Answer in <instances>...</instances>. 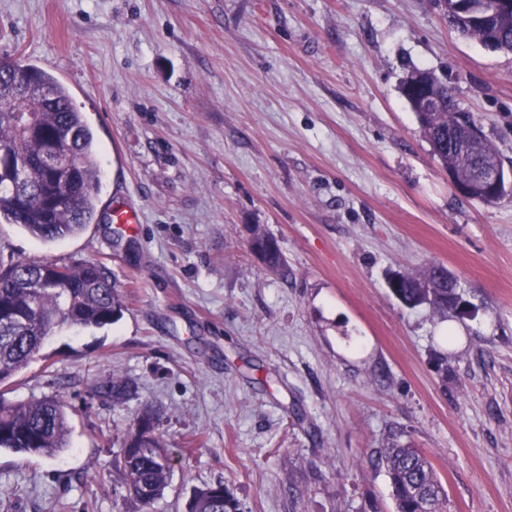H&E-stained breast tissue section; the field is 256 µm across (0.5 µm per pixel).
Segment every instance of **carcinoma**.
<instances>
[{
	"mask_svg": "<svg viewBox=\"0 0 512 512\" xmlns=\"http://www.w3.org/2000/svg\"><path fill=\"white\" fill-rule=\"evenodd\" d=\"M491 0H469L472 19L450 9L448 26L463 37L487 46L512 50V12H493ZM410 78L423 86H401L406 102H416L424 91L445 99L432 112L416 113L423 135L437 162L454 182L473 185L482 160L503 165L496 146L485 135L476 136L475 119L469 112L446 103L448 86L432 71L411 68ZM31 115L35 128L24 127L18 113L0 112V224H16L34 239L51 243L78 236L95 219L101 172L96 160L97 142L83 113L72 102L69 88L33 64L11 63L0 68V102ZM53 163L68 158L78 161L76 187L61 188ZM253 247L267 266L287 271L277 246L259 229L253 230ZM397 282L394 293L406 308L426 305L432 312H456L450 295L458 289L454 277L442 265L413 273L390 272ZM125 303L112 285L106 269L94 262L58 264L49 261L0 262V387L9 385L41 351L55 330L65 326L102 328L122 315ZM136 394L134 380L112 375L95 388V395L122 405ZM161 418L151 410L137 415V431L120 450L125 487L134 490L129 499L146 507L160 498L168 486L173 458L158 427ZM68 421L64 406L53 397L7 402L0 397V451L54 457L67 447ZM377 463L389 477L395 512H448V494L431 462L409 444H394L379 452ZM224 485L205 484L194 489L187 512H239V504Z\"/></svg>",
	"mask_w": 512,
	"mask_h": 512,
	"instance_id": "carcinoma-1",
	"label": "carcinoma"
}]
</instances>
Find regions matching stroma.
I'll return each instance as SVG.
<instances>
[{"label": "stroma", "mask_w": 512, "mask_h": 512, "mask_svg": "<svg viewBox=\"0 0 512 512\" xmlns=\"http://www.w3.org/2000/svg\"><path fill=\"white\" fill-rule=\"evenodd\" d=\"M0 61L67 85L101 170L96 223L48 244L0 224V261L99 263L126 304L15 377L6 400L64 404L69 446L0 452V512H186L217 483L240 512H394L395 442L450 512H512V195L461 197L400 92L409 67L444 76L510 169L512 53L439 0H0ZM433 264L474 317L391 296L387 272ZM114 374L137 397L90 398ZM148 407L176 462L144 507L119 448ZM253 247L261 253L267 266L275 271L286 272L287 264L279 248L273 240L261 232L258 228L253 231ZM274 242V246L270 243Z\"/></svg>", "instance_id": "stroma-1"}]
</instances>
